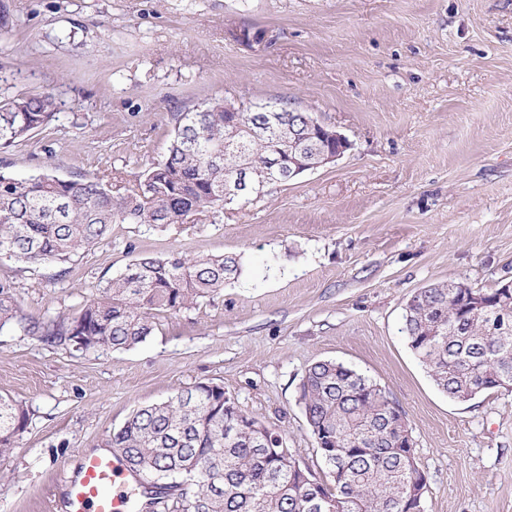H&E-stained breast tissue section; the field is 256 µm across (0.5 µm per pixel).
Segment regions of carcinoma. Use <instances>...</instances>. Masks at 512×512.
<instances>
[{
    "label": "carcinoma",
    "mask_w": 512,
    "mask_h": 512,
    "mask_svg": "<svg viewBox=\"0 0 512 512\" xmlns=\"http://www.w3.org/2000/svg\"><path fill=\"white\" fill-rule=\"evenodd\" d=\"M54 110L49 96L0 101V147L47 125ZM315 122L285 106L226 112L222 100L181 112L166 157L122 194L99 176L72 180L47 170L18 178L1 170L0 260L64 264L114 224H186L222 209L239 179L270 183L273 164L288 170L293 147L312 152ZM226 139L242 143L241 153L214 155ZM240 272L236 255H142L77 315L51 323L22 314L13 282L0 279V329L18 324L50 345L127 350L150 336L159 313L197 305ZM476 293L455 281L424 288L407 301L401 327L435 385L459 401L512 387V294L503 303L502 288L486 291V310L471 314L466 306ZM297 401L328 485L296 463L281 433L261 447L256 418L226 405L224 388L214 384L134 410L108 447L139 477L178 475V488L163 492L169 512H422L423 498L409 497L418 480L413 440L394 427L400 411L381 387L320 360L306 370ZM28 421L21 402L0 395V456L13 451Z\"/></svg>",
    "instance_id": "cac0c4a2"
}]
</instances>
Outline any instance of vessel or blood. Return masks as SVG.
I'll return each instance as SVG.
<instances>
[{"instance_id": "b4317fda", "label": "vessel or blood", "mask_w": 512, "mask_h": 512, "mask_svg": "<svg viewBox=\"0 0 512 512\" xmlns=\"http://www.w3.org/2000/svg\"><path fill=\"white\" fill-rule=\"evenodd\" d=\"M135 480L116 456L88 455L69 483V512H129V487Z\"/></svg>"}]
</instances>
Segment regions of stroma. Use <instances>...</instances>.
<instances>
[{
	"label": "stroma",
	"mask_w": 512,
	"mask_h": 512,
	"mask_svg": "<svg viewBox=\"0 0 512 512\" xmlns=\"http://www.w3.org/2000/svg\"><path fill=\"white\" fill-rule=\"evenodd\" d=\"M0 99L55 116L0 169L137 186L178 113L275 102L347 137L335 163L188 224H116L67 263L0 262L24 314L75 316L138 256L236 254L242 272L162 313L129 350L62 349L0 328V394L30 418L0 457V512H63L66 479L137 408L200 383L327 468L297 402L335 360L411 431L424 512H512V392L459 402L400 331L407 300L512 281V0H0Z\"/></svg>",
	"instance_id": "35a3bbf8"
}]
</instances>
